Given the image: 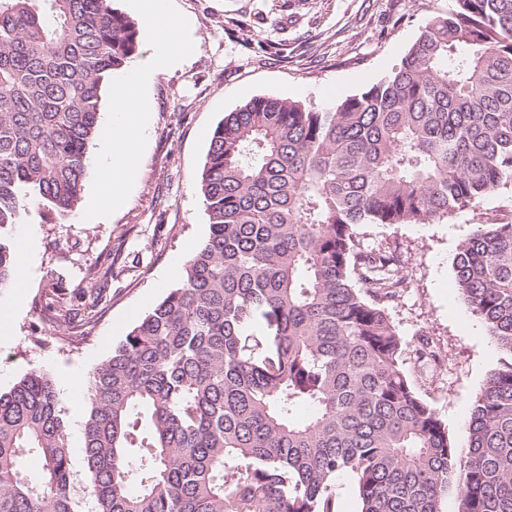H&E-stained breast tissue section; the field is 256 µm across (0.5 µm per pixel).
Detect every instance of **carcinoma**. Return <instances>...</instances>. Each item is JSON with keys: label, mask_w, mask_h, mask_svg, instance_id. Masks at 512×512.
Segmentation results:
<instances>
[{"label": "carcinoma", "mask_w": 512, "mask_h": 512, "mask_svg": "<svg viewBox=\"0 0 512 512\" xmlns=\"http://www.w3.org/2000/svg\"><path fill=\"white\" fill-rule=\"evenodd\" d=\"M391 74L332 107L277 95L224 114L201 173L209 234L176 286L88 373V481L61 400L0 392V512H512V224H483L456 288L504 354L458 452L407 376L389 314L404 261L364 224H429L512 184V0H455ZM112 0H0V290L27 203L75 209L101 89L138 54ZM38 460L34 469L30 459ZM335 499L336 512H358L357 495L349 476L342 475L336 479Z\"/></svg>", "instance_id": "1"}]
</instances>
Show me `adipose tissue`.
<instances>
[{
	"mask_svg": "<svg viewBox=\"0 0 512 512\" xmlns=\"http://www.w3.org/2000/svg\"><path fill=\"white\" fill-rule=\"evenodd\" d=\"M141 25L155 34L150 58L131 67L112 89V113L100 136L108 160L100 170L112 206H119L137 168V153L149 120L147 91L161 71L173 67L188 52L184 23L167 13L164 0H130Z\"/></svg>",
	"mask_w": 512,
	"mask_h": 512,
	"instance_id": "obj_1",
	"label": "adipose tissue"
}]
</instances>
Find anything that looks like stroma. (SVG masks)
Instances as JSON below:
<instances>
[{"label":"stroma","mask_w":512,"mask_h":512,"mask_svg":"<svg viewBox=\"0 0 512 512\" xmlns=\"http://www.w3.org/2000/svg\"><path fill=\"white\" fill-rule=\"evenodd\" d=\"M191 43L180 63L160 73L150 90V119L138 173L123 204L90 217L103 194L97 161L106 147L94 139V165L74 213L59 219L42 205L22 210L14 248L33 240L24 288L0 292L12 312L10 340L0 344V390L32 371L46 373L61 395L72 469L84 484V407L75 385L107 359L177 280L209 233L199 180L212 133L226 112L263 94L322 108L359 93L399 67L434 16L455 0H167ZM512 222V185L477 208L430 224H366L365 245L396 250L408 261L410 286L390 315L410 344L430 343L443 366L404 369L436 409L450 435L468 420L476 395L500 352L454 282L462 239L482 224ZM102 289L99 302L87 290Z\"/></svg>","instance_id":"stroma-1"}]
</instances>
